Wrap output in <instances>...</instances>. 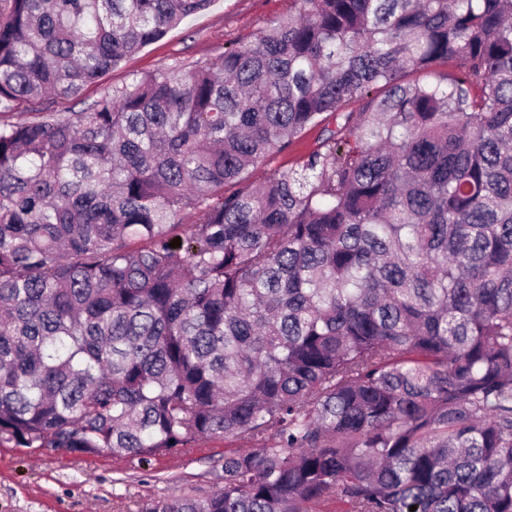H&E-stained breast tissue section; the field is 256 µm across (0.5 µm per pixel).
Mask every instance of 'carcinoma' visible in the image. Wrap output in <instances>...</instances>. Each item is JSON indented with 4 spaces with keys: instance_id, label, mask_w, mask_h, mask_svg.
<instances>
[{
    "instance_id": "cac0c4a2",
    "label": "carcinoma",
    "mask_w": 512,
    "mask_h": 512,
    "mask_svg": "<svg viewBox=\"0 0 512 512\" xmlns=\"http://www.w3.org/2000/svg\"><path fill=\"white\" fill-rule=\"evenodd\" d=\"M293 2L64 115L211 0H0V444L231 445L145 512H512V0ZM320 136V129L314 127L309 129L299 140L281 153H275L267 163L259 165L253 171V177L261 179L271 170L276 168H287L296 165L304 156L309 154L317 145Z\"/></svg>"
}]
</instances>
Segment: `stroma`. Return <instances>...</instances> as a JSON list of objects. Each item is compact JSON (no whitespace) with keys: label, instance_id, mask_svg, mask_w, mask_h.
<instances>
[{"label":"stroma","instance_id":"1","mask_svg":"<svg viewBox=\"0 0 512 512\" xmlns=\"http://www.w3.org/2000/svg\"><path fill=\"white\" fill-rule=\"evenodd\" d=\"M292 0H214L160 40L127 57L88 86L95 100L112 86L180 58L205 60L226 45L253 40L268 23L286 18ZM225 442L211 439L188 455L172 453L144 464L108 453L79 455L56 448L0 445V512H141L151 502L212 490Z\"/></svg>","mask_w":512,"mask_h":512}]
</instances>
